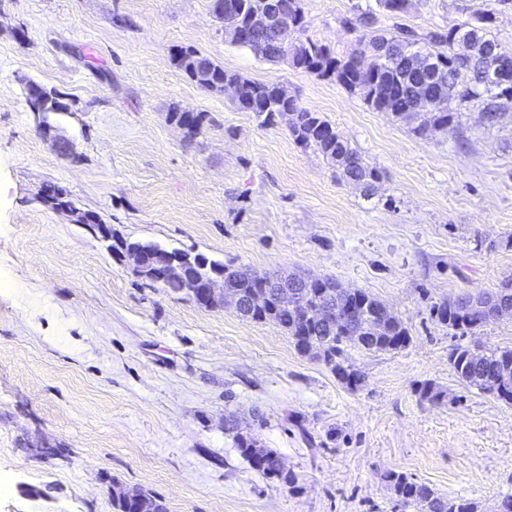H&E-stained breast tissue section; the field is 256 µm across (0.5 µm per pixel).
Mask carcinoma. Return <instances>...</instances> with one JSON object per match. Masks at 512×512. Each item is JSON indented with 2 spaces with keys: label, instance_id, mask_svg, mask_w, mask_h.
Instances as JSON below:
<instances>
[{
  "label": "carcinoma",
  "instance_id": "obj_1",
  "mask_svg": "<svg viewBox=\"0 0 512 512\" xmlns=\"http://www.w3.org/2000/svg\"><path fill=\"white\" fill-rule=\"evenodd\" d=\"M283 2L288 5V19L298 25L295 29L297 43L285 52L280 47L279 31L268 29L242 46L263 60L286 61L292 67L318 77H334L373 111H388L406 121L417 120L428 113L436 126L453 131L458 127V113L449 107L450 102L481 98L485 104V118L492 121L497 117L498 101L512 98V80L505 82L488 77L492 68L506 67L512 71V57L505 59L489 51L497 41L489 35L493 14L488 11L475 12L471 21L459 27L438 29L419 37L402 27L397 34L389 35L377 27L376 13L364 10L354 17L352 25L362 29L359 44L373 56L371 67L365 69L353 55L339 57L329 47L305 35L303 0ZM235 3L239 6L238 12L231 16L217 15L222 23L232 18L241 24L247 22L253 0H235ZM460 40L469 42L472 47L466 65L469 80L464 86L457 84L456 63L451 52L453 43ZM423 51L435 58L443 86L440 95L428 99L416 91L411 67V58ZM173 61L190 81L204 90L219 92L225 82L234 83L237 87L236 107L243 112L255 113L263 126L277 124L281 111L287 106L292 108L288 130L294 142L318 151L336 166L343 178L361 185L367 193L372 192L374 183L380 178L378 170L368 166L349 140L319 113L296 102L281 103L278 86L226 71L222 65L191 48L178 50ZM172 120L183 127L185 137L191 140L201 132L207 116L203 112L189 116L174 111ZM208 268L224 270V287L244 296L275 280L273 275L214 259L209 260ZM266 292L268 301L263 308L248 315V319L281 327L294 339L295 347L302 354L309 353L311 346H317V358L352 390L363 384L365 376L355 368L349 351L386 352L402 349L409 343V332L403 322L394 315L381 314L382 302L367 292L344 288L326 279L323 287L299 296L303 304L300 315L278 300L275 289L268 288ZM509 305H512L511 280L504 282L494 295H465L436 304L431 311L438 324L465 336L498 320L499 308ZM328 309L337 310L341 317L348 316L350 309L356 314L346 322L331 324L324 319ZM448 361L463 383L512 405V347L487 348L480 363L471 355L470 347L459 344L449 352ZM234 441L240 455L254 470L267 478L293 482V477L279 467L280 457L276 451L263 448L252 437L238 433L234 435ZM387 479L401 505L411 512H477L474 502L442 496L403 473L391 472ZM140 494L142 491L137 488L115 486L114 512H133L135 498Z\"/></svg>",
  "mask_w": 512,
  "mask_h": 512
}]
</instances>
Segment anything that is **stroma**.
I'll use <instances>...</instances> for the list:
<instances>
[{
	"mask_svg": "<svg viewBox=\"0 0 512 512\" xmlns=\"http://www.w3.org/2000/svg\"><path fill=\"white\" fill-rule=\"evenodd\" d=\"M375 5L304 0L307 33L349 54L348 18ZM476 10L512 53V0H411L378 21L423 34ZM182 47L319 112L379 170L373 195L191 82ZM29 80L72 100L56 123L77 160L36 133ZM176 109L207 115L193 141ZM499 111L489 124L466 103L456 132L419 137L336 80L225 41L211 0H0V512H112L116 481L167 512H393L391 472L494 512L512 496V405L461 382L448 353L512 347V319L458 338L431 307L512 279V100ZM48 183L125 239L368 292L410 341L352 352L365 381L347 389L275 324L132 275L41 203ZM230 415L293 483L251 469Z\"/></svg>",
	"mask_w": 512,
	"mask_h": 512,
	"instance_id": "stroma-1",
	"label": "stroma"
}]
</instances>
